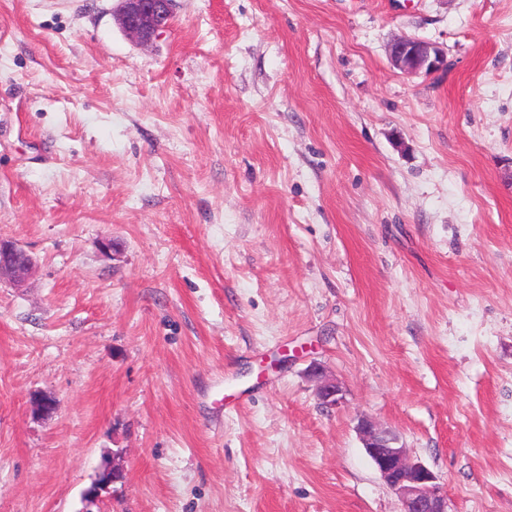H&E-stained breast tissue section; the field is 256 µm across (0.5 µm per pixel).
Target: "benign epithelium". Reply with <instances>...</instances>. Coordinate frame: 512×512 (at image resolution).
Instances as JSON below:
<instances>
[{"instance_id":"1","label":"benign epithelium","mask_w":512,"mask_h":512,"mask_svg":"<svg viewBox=\"0 0 512 512\" xmlns=\"http://www.w3.org/2000/svg\"><path fill=\"white\" fill-rule=\"evenodd\" d=\"M115 19L136 44L149 46L170 30L174 0H116ZM391 65L405 73L433 74L448 67L444 51L436 45L412 38H398L389 46ZM32 258L21 247L0 240V280L15 286L26 281ZM318 400L327 407L344 402L345 389L331 380L317 387ZM356 429L363 448L388 488L397 496L400 512H450L448 494L438 477L422 461L410 455L390 430L368 418L358 420Z\"/></svg>"}]
</instances>
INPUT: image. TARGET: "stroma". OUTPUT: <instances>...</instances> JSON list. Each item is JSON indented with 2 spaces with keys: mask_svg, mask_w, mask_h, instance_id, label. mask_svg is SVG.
Instances as JSON below:
<instances>
[{
  "mask_svg": "<svg viewBox=\"0 0 512 512\" xmlns=\"http://www.w3.org/2000/svg\"><path fill=\"white\" fill-rule=\"evenodd\" d=\"M115 5L0 0V512H512V0ZM175 0H116L115 19L137 45L149 46L170 30ZM389 58L394 68L408 74H433L448 67L441 48L412 38L395 39L389 46ZM32 265V258L23 248L0 240V281L7 279L15 286H22ZM317 398L326 407H338L344 402L345 389L331 380H321L317 387ZM356 429L363 448L388 488L397 496L400 512H451L438 477L410 455L390 430L362 417Z\"/></svg>",
  "mask_w": 512,
  "mask_h": 512,
  "instance_id": "1",
  "label": "stroma"
}]
</instances>
